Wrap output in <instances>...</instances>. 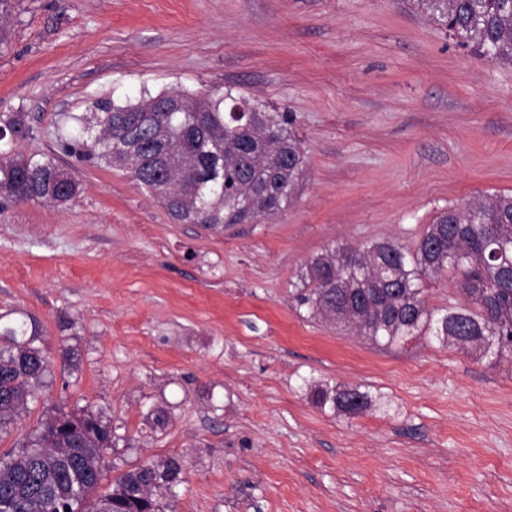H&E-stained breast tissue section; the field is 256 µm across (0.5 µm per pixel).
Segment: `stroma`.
Instances as JSON below:
<instances>
[{
    "label": "stroma",
    "instance_id": "1",
    "mask_svg": "<svg viewBox=\"0 0 512 512\" xmlns=\"http://www.w3.org/2000/svg\"><path fill=\"white\" fill-rule=\"evenodd\" d=\"M0 25V119L32 130L14 153L80 181L65 208L0 199V313L35 316L55 361L0 454L87 409L133 440L107 454L104 490L185 460L166 512H512V361L429 336L380 347L292 299L329 245L412 249L442 209L512 193V65L416 0H11ZM227 87L294 117L305 173L275 218L180 224L65 150L95 100ZM325 385L374 408L321 409Z\"/></svg>",
    "mask_w": 512,
    "mask_h": 512
}]
</instances>
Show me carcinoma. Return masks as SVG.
Listing matches in <instances>:
<instances>
[{
	"instance_id": "cac0c4a2",
	"label": "carcinoma",
	"mask_w": 512,
	"mask_h": 512,
	"mask_svg": "<svg viewBox=\"0 0 512 512\" xmlns=\"http://www.w3.org/2000/svg\"><path fill=\"white\" fill-rule=\"evenodd\" d=\"M432 18L492 62L512 63V0H417ZM81 118L69 148L96 165L124 168L159 197L170 217L219 231L288 209L304 174V149L283 112L227 88L203 96L142 92L119 105L97 100ZM12 139L30 129L17 112L3 125ZM79 190L50 157L0 150V197L64 206ZM512 195L491 194L437 213L415 249L392 241L364 248L329 247L301 272L297 308L392 346L433 336L490 362L512 358ZM460 276L465 303L431 308L424 284L448 272ZM32 315L0 314V433L40 388L51 362L37 345ZM316 403L347 413L373 406L358 387L315 392ZM129 439L89 411L49 415L18 447L0 455V512H165L164 499L184 482L179 456L144 461L118 476L112 493L97 494L105 455Z\"/></svg>"
}]
</instances>
